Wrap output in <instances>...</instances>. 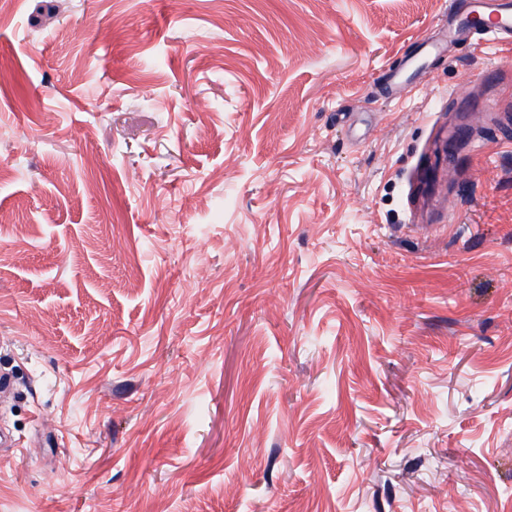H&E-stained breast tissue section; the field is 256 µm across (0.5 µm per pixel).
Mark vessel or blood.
<instances>
[{
    "label": "vessel or blood",
    "mask_w": 512,
    "mask_h": 512,
    "mask_svg": "<svg viewBox=\"0 0 512 512\" xmlns=\"http://www.w3.org/2000/svg\"><path fill=\"white\" fill-rule=\"evenodd\" d=\"M448 18L455 35L480 45H512V0H451Z\"/></svg>",
    "instance_id": "1"
}]
</instances>
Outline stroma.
<instances>
[{"label": "stroma", "instance_id": "obj_1", "mask_svg": "<svg viewBox=\"0 0 512 512\" xmlns=\"http://www.w3.org/2000/svg\"><path fill=\"white\" fill-rule=\"evenodd\" d=\"M449 2L0 12V512H512V47L387 82Z\"/></svg>", "mask_w": 512, "mask_h": 512}]
</instances>
